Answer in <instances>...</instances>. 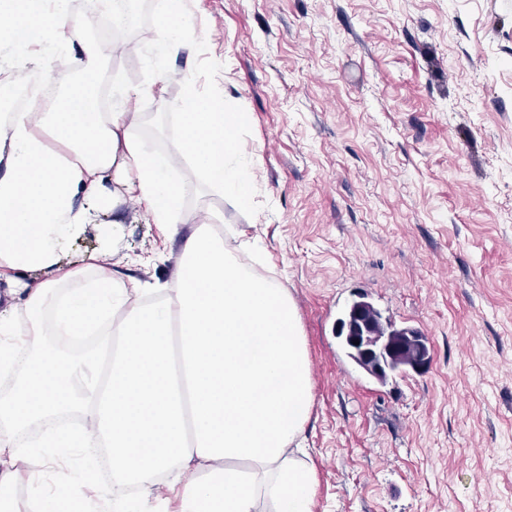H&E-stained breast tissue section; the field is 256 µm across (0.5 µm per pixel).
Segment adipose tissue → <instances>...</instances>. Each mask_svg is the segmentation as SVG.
<instances>
[{"label": "adipose tissue", "instance_id": "ef3b65f1", "mask_svg": "<svg viewBox=\"0 0 512 512\" xmlns=\"http://www.w3.org/2000/svg\"><path fill=\"white\" fill-rule=\"evenodd\" d=\"M70 0H0V62L57 73L50 111L0 114V512L26 491V512H313L317 473L301 446L313 407L309 356L292 297L238 264L211 231L192 223L175 176L191 157L211 185L250 202L251 156L233 136L245 121L221 96L188 88L180 137L160 153L135 136L145 113L114 87L98 111L111 47H74ZM193 0H168L146 49L159 83L170 58L193 51ZM133 201L168 240H181L164 285L104 270L99 254L70 260L88 225ZM84 428L61 426L62 414ZM51 448L112 453L111 488L94 492L81 466L39 470Z\"/></svg>", "mask_w": 512, "mask_h": 512}]
</instances>
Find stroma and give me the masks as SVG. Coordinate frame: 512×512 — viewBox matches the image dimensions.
Returning a JSON list of instances; mask_svg holds the SVG:
<instances>
[{"instance_id": "obj_1", "label": "stroma", "mask_w": 512, "mask_h": 512, "mask_svg": "<svg viewBox=\"0 0 512 512\" xmlns=\"http://www.w3.org/2000/svg\"><path fill=\"white\" fill-rule=\"evenodd\" d=\"M163 0H137L106 78L140 89V137L168 152L182 84L138 46ZM208 35L172 65L242 112L256 192L234 203L178 169L194 224L293 298L311 361L315 512H512V0H197ZM220 59L213 75L211 58ZM105 250L171 280L179 247L130 204ZM365 296L421 331L430 360L379 381L336 322Z\"/></svg>"}]
</instances>
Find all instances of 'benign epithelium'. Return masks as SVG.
Returning <instances> with one entry per match:
<instances>
[{
  "instance_id": "obj_1",
  "label": "benign epithelium",
  "mask_w": 512,
  "mask_h": 512,
  "mask_svg": "<svg viewBox=\"0 0 512 512\" xmlns=\"http://www.w3.org/2000/svg\"><path fill=\"white\" fill-rule=\"evenodd\" d=\"M367 301L352 304L350 317L360 321L363 329H353V323L339 326L338 333H346L345 343L355 349L354 361L368 374L378 380L399 369L419 371L430 360V347L426 337L406 329L402 336H393L388 330L369 332L370 315ZM359 344H353V341Z\"/></svg>"
}]
</instances>
